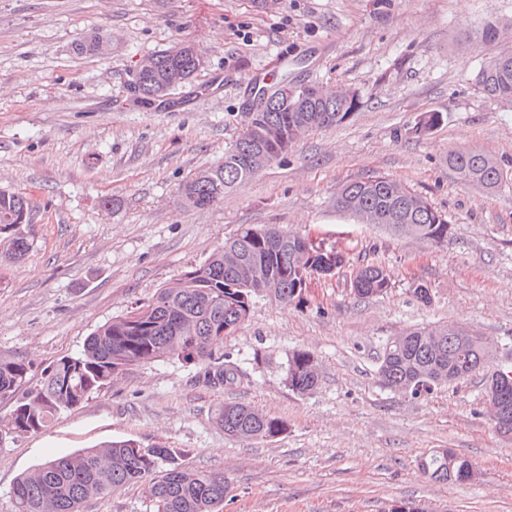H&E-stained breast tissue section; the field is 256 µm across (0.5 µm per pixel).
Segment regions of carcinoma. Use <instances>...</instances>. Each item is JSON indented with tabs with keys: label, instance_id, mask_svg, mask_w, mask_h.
I'll return each instance as SVG.
<instances>
[{
	"label": "carcinoma",
	"instance_id": "obj_1",
	"mask_svg": "<svg viewBox=\"0 0 512 512\" xmlns=\"http://www.w3.org/2000/svg\"><path fill=\"white\" fill-rule=\"evenodd\" d=\"M508 31L493 20L475 31L476 43L495 42ZM475 85L488 97L512 102V57L496 52L477 71ZM309 99L288 107L262 105L254 122L245 126L224 157V164L210 170L218 182L235 185L255 176L253 155L263 150L275 161L313 129L338 125L358 111L357 94L343 98L312 84ZM442 121L428 112L414 127L422 136ZM448 168L463 182L496 190L503 180L498 160L474 149L448 153ZM214 183L196 176L186 181L182 194L194 208H207L221 199ZM34 205L25 196L0 191V251L17 259L30 249L27 233L11 227ZM336 208L393 236H410L437 247L449 240L448 220L426 198L385 174L355 180L343 186ZM342 256L298 232L277 225L243 226L204 263L160 288L154 297L128 314L98 326L76 356H63L44 369L38 384L23 389L30 365L22 359H0V398L15 399L8 421L0 423V447L22 434L49 426L63 409L79 406L112 383L126 369L169 357L205 364V379L215 386L241 381L243 374L217 351L248 319L255 298L265 296L287 307L300 300L308 280L340 267ZM356 294L380 296L390 288V277L378 265L368 264L357 277ZM492 344L482 336L462 340L451 326L406 331L385 346L378 374L395 392H430L442 385L458 384L489 367ZM288 388L309 394L319 374L312 355L303 350L287 356ZM23 391L17 399L18 391ZM228 436L241 440L273 438L285 423L264 411L226 402L214 414ZM185 448L165 443L150 447L133 440L112 441L52 457L22 474L11 492V512H83L96 497H106L130 485L145 487L152 512H216L224 501L228 482L220 474L183 466ZM423 474L439 483H465L473 479L472 462L442 448L420 462Z\"/></svg>",
	"mask_w": 512,
	"mask_h": 512
}]
</instances>
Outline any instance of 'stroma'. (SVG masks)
<instances>
[{
    "mask_svg": "<svg viewBox=\"0 0 512 512\" xmlns=\"http://www.w3.org/2000/svg\"><path fill=\"white\" fill-rule=\"evenodd\" d=\"M512 22V0H0V189L38 203L25 258L0 263V358L39 380L99 325L199 266L241 226L279 225L335 248V275L313 277L299 305L256 299L222 351L249 382L214 388L175 358L133 366L42 432L0 447V512L16 478L49 458L112 440L188 449L187 467L229 483L220 512H512V441L492 428L480 377L417 398L387 388L379 358L393 336L464 324L512 359V106L473 83L491 44L474 27ZM189 41L207 65L167 101L137 102L138 62ZM314 81L359 94L338 126L315 129L205 209L180 193L223 164L246 122L252 79ZM442 122L423 136L424 113ZM474 148L507 173L493 192L460 182L448 153ZM393 177L446 216L447 247L395 237L337 210L347 182ZM390 276L361 298L353 279ZM429 290V303L414 296ZM309 351L319 386L293 393L287 355ZM284 421L239 441L222 403ZM440 448L478 477L430 480ZM355 293L362 297L383 295L390 288V277L386 270L378 265L368 264L363 267L357 277Z\"/></svg>",
    "mask_w": 512,
    "mask_h": 512,
    "instance_id": "1",
    "label": "stroma"
}]
</instances>
